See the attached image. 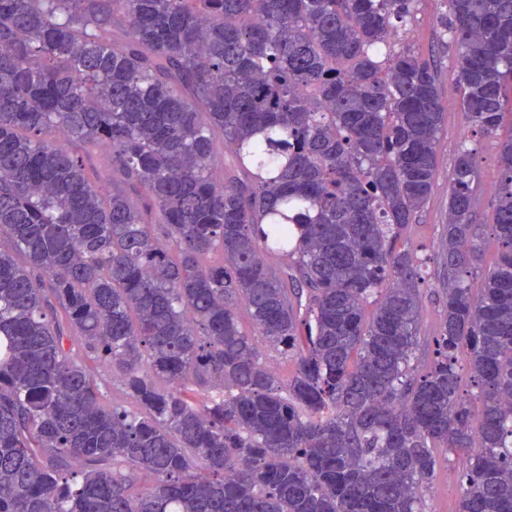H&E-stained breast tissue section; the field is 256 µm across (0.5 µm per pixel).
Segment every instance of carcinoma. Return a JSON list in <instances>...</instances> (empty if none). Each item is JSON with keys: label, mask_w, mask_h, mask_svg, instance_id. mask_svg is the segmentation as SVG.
<instances>
[{"label": "carcinoma", "mask_w": 512, "mask_h": 512, "mask_svg": "<svg viewBox=\"0 0 512 512\" xmlns=\"http://www.w3.org/2000/svg\"><path fill=\"white\" fill-rule=\"evenodd\" d=\"M417 2L0 0V512H427L441 451L457 512H512V0L438 17L497 150L486 270L474 149L437 268L409 235L445 121L388 42ZM431 289L432 292L424 298L420 321L421 331L426 334L432 333L437 328L442 315L443 291L437 280Z\"/></svg>", "instance_id": "1"}]
</instances>
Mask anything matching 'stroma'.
Returning a JSON list of instances; mask_svg holds the SVG:
<instances>
[{"mask_svg":"<svg viewBox=\"0 0 512 512\" xmlns=\"http://www.w3.org/2000/svg\"><path fill=\"white\" fill-rule=\"evenodd\" d=\"M439 9V0H419L416 18L403 35L405 43L414 50L435 56L439 61L438 78L445 122L437 146V181L411 231L413 242L424 245L425 255L431 258L442 250V226L448 221V175L462 144H469L478 153L481 170L478 223H490L491 204L499 191L494 146L491 141L472 136L468 117L461 107L454 74L457 48L440 34ZM459 465L460 461L455 457L440 462L436 477L425 494L428 512H456L461 495Z\"/></svg>","mask_w":512,"mask_h":512,"instance_id":"stroma-1","label":"stroma"}]
</instances>
